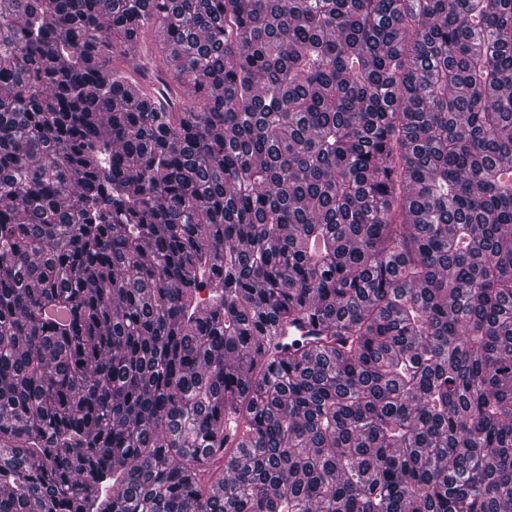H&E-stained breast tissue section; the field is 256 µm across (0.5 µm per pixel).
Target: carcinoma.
<instances>
[{"mask_svg": "<svg viewBox=\"0 0 512 512\" xmlns=\"http://www.w3.org/2000/svg\"><path fill=\"white\" fill-rule=\"evenodd\" d=\"M0 512H512V0H0Z\"/></svg>", "mask_w": 512, "mask_h": 512, "instance_id": "obj_1", "label": "carcinoma"}]
</instances>
